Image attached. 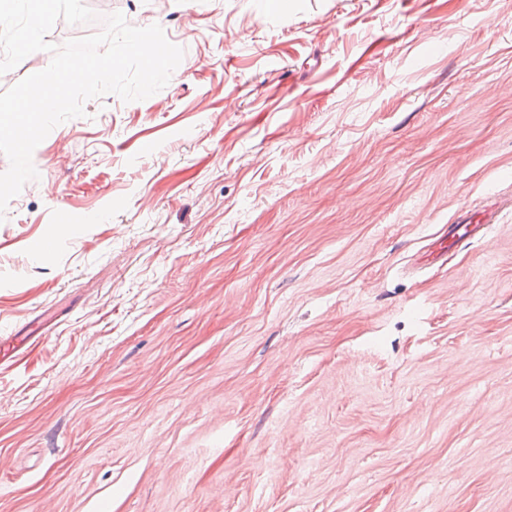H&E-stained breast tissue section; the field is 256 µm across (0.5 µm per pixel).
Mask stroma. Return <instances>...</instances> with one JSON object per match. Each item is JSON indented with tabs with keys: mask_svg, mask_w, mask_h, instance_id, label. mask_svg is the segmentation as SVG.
Wrapping results in <instances>:
<instances>
[{
	"mask_svg": "<svg viewBox=\"0 0 512 512\" xmlns=\"http://www.w3.org/2000/svg\"><path fill=\"white\" fill-rule=\"evenodd\" d=\"M286 3L114 0L184 56L0 221V512H512V0ZM494 217L493 210L487 207L470 216L459 217L455 224H451L448 243L443 237L433 241L428 247L427 258L439 260L448 252V249L459 246L469 239L484 236L488 226L494 224Z\"/></svg>",
	"mask_w": 512,
	"mask_h": 512,
	"instance_id": "obj_1",
	"label": "stroma"
}]
</instances>
